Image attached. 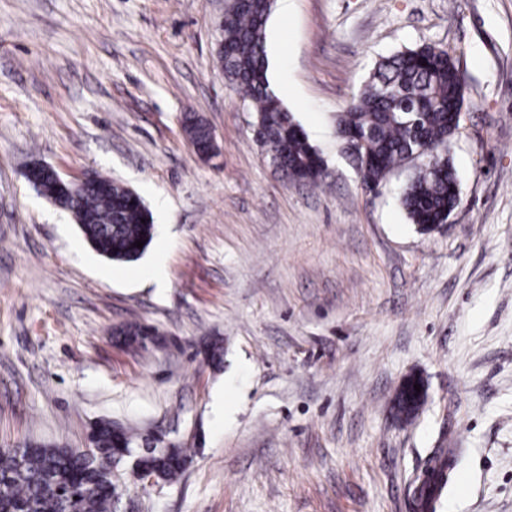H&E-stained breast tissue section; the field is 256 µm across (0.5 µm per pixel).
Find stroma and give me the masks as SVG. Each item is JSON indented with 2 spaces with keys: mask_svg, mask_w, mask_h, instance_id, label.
<instances>
[{
  "mask_svg": "<svg viewBox=\"0 0 512 512\" xmlns=\"http://www.w3.org/2000/svg\"><path fill=\"white\" fill-rule=\"evenodd\" d=\"M224 0H0V449H85L99 420L190 460L115 472L118 512H410L436 448L464 453L436 512H512V0H293L268 75L324 159L285 179L217 62ZM448 50L460 204L421 233L397 166L367 190L336 121L393 53ZM217 133L201 161L185 115ZM133 189L155 232L115 263L38 194L33 161ZM151 327L130 347L113 328ZM221 359H209L211 344ZM422 380L411 422L399 386ZM414 384H420V381L414 378H410L404 382L400 387L396 400H395V412L398 419L401 421H411L414 419L425 403V393L416 392ZM187 448H170L164 451L157 450L143 457V464L152 469L158 480L168 481L176 477L183 469Z\"/></svg>",
  "mask_w": 512,
  "mask_h": 512,
  "instance_id": "stroma-1",
  "label": "stroma"
}]
</instances>
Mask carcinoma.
<instances>
[{
  "label": "carcinoma",
  "instance_id": "obj_1",
  "mask_svg": "<svg viewBox=\"0 0 512 512\" xmlns=\"http://www.w3.org/2000/svg\"><path fill=\"white\" fill-rule=\"evenodd\" d=\"M273 0H233L224 11V46L219 61L224 78L237 84L254 112L253 127L271 160L288 179L316 182L323 158L309 143L302 127L272 92L268 79L266 24ZM464 104L461 72L448 51L433 44L398 51L383 59L362 91L352 99L336 124V133L357 134L365 143L368 162L361 178L369 190L410 155L424 150L422 164L407 183L402 204L410 221L422 233L445 224L459 204L455 169L448 142L459 124L453 113ZM184 130L195 150L212 148L208 123L186 118ZM107 196L92 189L60 191L48 177L42 193L70 211L90 245L115 262L139 259L154 235L152 217L142 198L129 202L132 190L110 177ZM140 241L143 247L134 243ZM419 380L400 387L395 412L398 419H414L425 403L416 391ZM90 450L31 445L0 455V512H112L114 468L132 436L110 421L92 430ZM187 449L154 450L143 457L158 480L168 481L183 469ZM457 451L442 456L436 448L426 461L435 491L417 495L413 512H435L436 501L451 488V474L462 467Z\"/></svg>",
  "mask_w": 512,
  "mask_h": 512
}]
</instances>
